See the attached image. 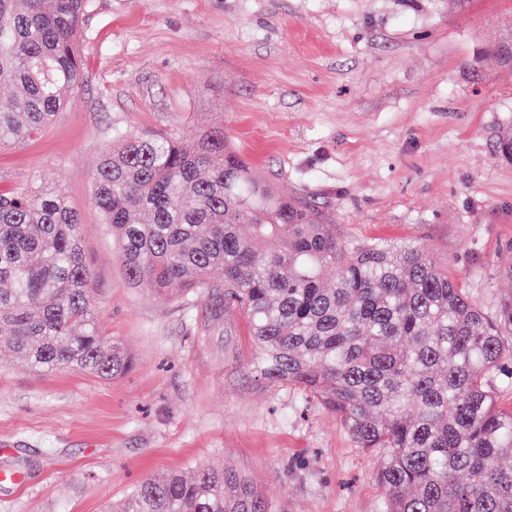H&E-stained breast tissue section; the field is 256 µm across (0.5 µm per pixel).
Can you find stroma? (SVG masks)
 <instances>
[{
	"mask_svg": "<svg viewBox=\"0 0 512 512\" xmlns=\"http://www.w3.org/2000/svg\"><path fill=\"white\" fill-rule=\"evenodd\" d=\"M512 0H92L83 81L38 138L0 150V192L62 185L81 216L102 380L0 359V512H104L145 476L246 474L274 512H379L378 456L292 387L252 376L234 315L204 324L131 287L91 200L120 126L223 127L274 188L357 245L414 240L488 314L512 301Z\"/></svg>",
	"mask_w": 512,
	"mask_h": 512,
	"instance_id": "stroma-1",
	"label": "stroma"
}]
</instances>
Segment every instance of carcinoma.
Segmentation results:
<instances>
[{"label": "carcinoma", "instance_id": "carcinoma-1", "mask_svg": "<svg viewBox=\"0 0 512 512\" xmlns=\"http://www.w3.org/2000/svg\"><path fill=\"white\" fill-rule=\"evenodd\" d=\"M92 0H0V148L44 132L82 81ZM92 202L130 285L206 319L243 316L248 368L294 386L378 452L381 512H512V409L488 376L512 363V303L489 315L411 241L354 246L279 195L214 127L184 140L112 130ZM79 214L59 187L0 192V355L36 372L129 371L106 347ZM116 512H272L244 474L145 477Z\"/></svg>", "mask_w": 512, "mask_h": 512}]
</instances>
